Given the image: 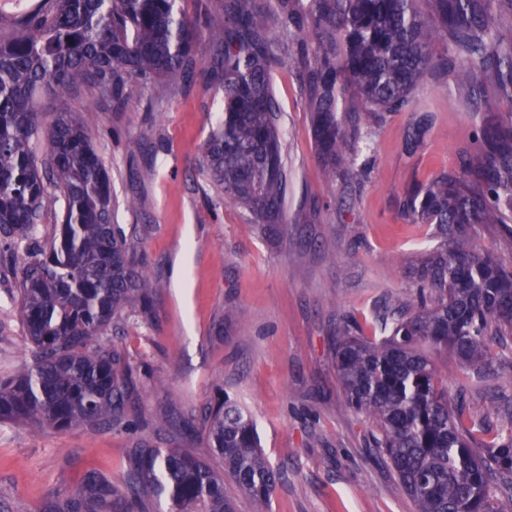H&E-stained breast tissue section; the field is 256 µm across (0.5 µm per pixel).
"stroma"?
<instances>
[{
    "mask_svg": "<svg viewBox=\"0 0 512 512\" xmlns=\"http://www.w3.org/2000/svg\"><path fill=\"white\" fill-rule=\"evenodd\" d=\"M288 189L286 223L264 231L225 203L201 169L203 146L224 111L208 39L193 73L148 85L122 111L90 95L44 99L47 113H91V141L106 163L117 223L137 225L155 288L152 321L110 333L130 360L151 370L136 407L145 414H199L217 390L252 416L280 475L270 512H415L373 425L346 407L332 341L345 325L379 335V318L403 306L410 269L438 246L413 223L411 191L458 169L474 150L476 122L465 92L435 70L401 110L364 115L353 175L327 184L304 89L290 53L271 67ZM138 197L137 210L126 200ZM23 253L0 256V377L21 370L30 344L14 301ZM448 378L450 395L484 417L490 436H512V378L474 379L452 353L420 345ZM181 448L220 467L204 439L176 427L157 434L0 422V512H40L49 494L70 493L89 473L120 480L131 448Z\"/></svg>",
    "mask_w": 512,
    "mask_h": 512,
    "instance_id": "1",
    "label": "stroma"
}]
</instances>
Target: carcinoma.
Masks as SVG:
<instances>
[{
	"mask_svg": "<svg viewBox=\"0 0 512 512\" xmlns=\"http://www.w3.org/2000/svg\"><path fill=\"white\" fill-rule=\"evenodd\" d=\"M197 0L193 21L177 0H39L0 33V249L24 247L16 281L18 310L32 363L0 379V421L57 430L131 429L148 423L135 409L144 373L112 339V323L154 318L155 288L134 228L114 223L104 161L89 137L87 113L66 108L51 120L40 103L85 90L121 104L155 81L190 73L208 35L217 50L224 119L202 162L224 202L274 230L285 223L286 176L270 68L281 36L296 45L314 137L329 183L347 177L360 114L410 102L437 64L434 42L459 60L449 67L467 90L475 117L474 154L458 170L414 191L407 211L434 224L443 243L411 268L417 292L391 314L388 335L337 337L336 369L347 404L366 415L376 447L417 512H500L494 480L512 474V436L473 446V430L417 345L450 350L477 377L495 375L486 337H512V271L478 248L477 226L499 225L512 238V31L497 12L512 0ZM45 158L37 157L36 140ZM63 198L60 236L41 233L52 198ZM158 428L199 433L224 467L180 448L143 445L119 481L90 474L82 488L50 495L42 512H233L229 475L266 512L277 475L263 455L252 417L217 397L195 419L165 416Z\"/></svg>",
	"mask_w": 512,
	"mask_h": 512,
	"instance_id": "cac0c4a2",
	"label": "carcinoma"
}]
</instances>
